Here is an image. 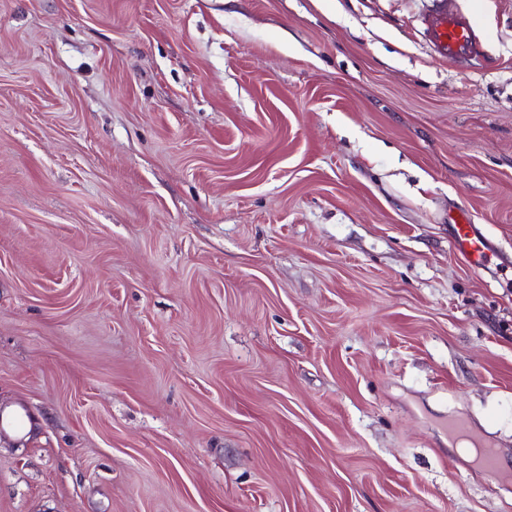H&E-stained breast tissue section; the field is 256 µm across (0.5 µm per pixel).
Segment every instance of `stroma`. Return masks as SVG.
Here are the masks:
<instances>
[{
	"mask_svg": "<svg viewBox=\"0 0 512 512\" xmlns=\"http://www.w3.org/2000/svg\"><path fill=\"white\" fill-rule=\"evenodd\" d=\"M0 0V512H512V0ZM469 211L488 266L456 251ZM426 23V37L437 55L454 62L457 59L480 57L483 41L476 22L461 12H450L444 1H439Z\"/></svg>",
	"mask_w": 512,
	"mask_h": 512,
	"instance_id": "1",
	"label": "stroma"
}]
</instances>
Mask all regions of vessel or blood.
I'll use <instances>...</instances> for the list:
<instances>
[{
    "mask_svg": "<svg viewBox=\"0 0 512 512\" xmlns=\"http://www.w3.org/2000/svg\"><path fill=\"white\" fill-rule=\"evenodd\" d=\"M426 37L437 55L448 61L473 59L483 53V41L475 21L461 12L438 6L426 23ZM453 242L472 269H483L487 263V242L476 232L465 211L452 216Z\"/></svg>",
    "mask_w": 512,
    "mask_h": 512,
    "instance_id": "obj_1",
    "label": "vessel or blood"
}]
</instances>
